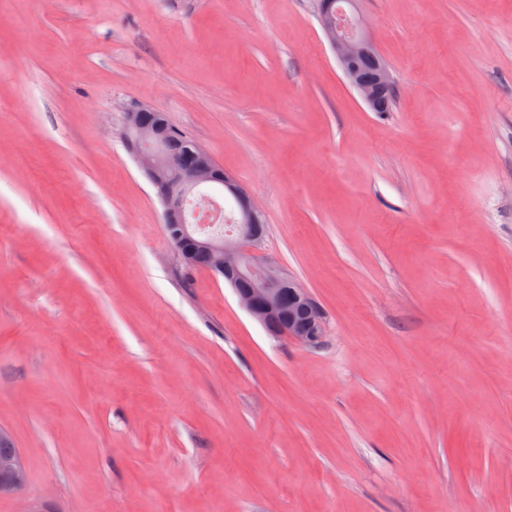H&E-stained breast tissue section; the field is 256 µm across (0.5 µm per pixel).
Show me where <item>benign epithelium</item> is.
I'll use <instances>...</instances> for the list:
<instances>
[{
	"mask_svg": "<svg viewBox=\"0 0 512 512\" xmlns=\"http://www.w3.org/2000/svg\"><path fill=\"white\" fill-rule=\"evenodd\" d=\"M355 0L330 11L320 0V24L346 80L371 112L381 108V92L393 85L385 61L376 54L365 21L355 13ZM376 69L372 80L364 77L362 65ZM172 132L163 113L148 105H133L126 111L123 136H134L131 148L139 169L148 177L164 208L170 241L184 260L203 254L208 270L224 278L239 304L264 329L303 345H317L326 335L325 317L311 293L277 265L259 261L255 251L263 241L264 216L247 190L214 163L212 155L190 142L195 162L183 165L165 150ZM219 183L238 202L237 224L226 235L206 232L220 211L201 191ZM249 282L250 287L242 284ZM25 486L20 456L0 461V494L15 493Z\"/></svg>",
	"mask_w": 512,
	"mask_h": 512,
	"instance_id": "obj_1",
	"label": "benign epithelium"
}]
</instances>
